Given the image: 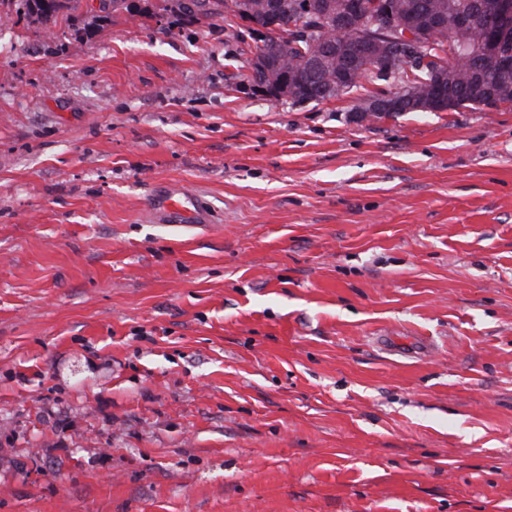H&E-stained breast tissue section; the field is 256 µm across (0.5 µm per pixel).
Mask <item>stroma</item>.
<instances>
[{"label":"stroma","instance_id":"stroma-1","mask_svg":"<svg viewBox=\"0 0 512 512\" xmlns=\"http://www.w3.org/2000/svg\"><path fill=\"white\" fill-rule=\"evenodd\" d=\"M127 2L0 0V512H512V107L274 106ZM27 12L47 25L52 20L55 22L57 16L65 11L76 10L80 0H21ZM165 224H211L212 216L200 205L198 196L188 192H175L160 200L152 197L147 204Z\"/></svg>","mask_w":512,"mask_h":512}]
</instances>
